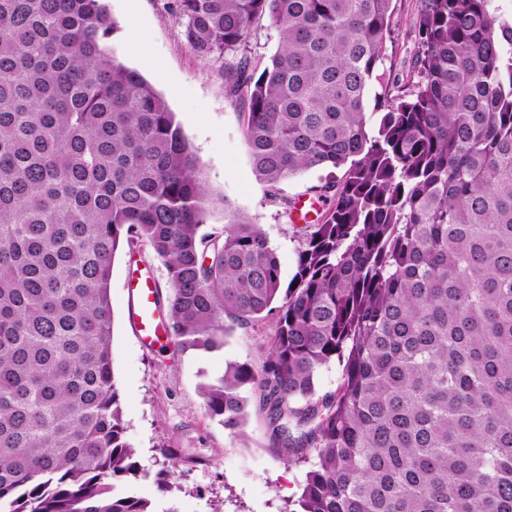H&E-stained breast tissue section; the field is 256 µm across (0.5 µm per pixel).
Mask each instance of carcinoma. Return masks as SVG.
I'll list each match as a JSON object with an SVG mask.
<instances>
[{"instance_id": "carcinoma-1", "label": "carcinoma", "mask_w": 512, "mask_h": 512, "mask_svg": "<svg viewBox=\"0 0 512 512\" xmlns=\"http://www.w3.org/2000/svg\"><path fill=\"white\" fill-rule=\"evenodd\" d=\"M391 2L168 0L199 59L278 30L269 65L224 69L270 202L343 170L293 226L286 281L258 225L200 233L197 159L108 48L106 0H0V512H156L114 493L143 477L112 368L122 247L164 264L182 352L272 318L262 365L202 396L231 433L258 396L275 451L307 465L282 512H512V23L494 0H421L401 84Z\"/></svg>"}]
</instances>
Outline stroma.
I'll list each match as a JSON object with an SVG mask.
<instances>
[{
  "instance_id": "1",
  "label": "stroma",
  "mask_w": 512,
  "mask_h": 512,
  "mask_svg": "<svg viewBox=\"0 0 512 512\" xmlns=\"http://www.w3.org/2000/svg\"><path fill=\"white\" fill-rule=\"evenodd\" d=\"M117 27L109 41L118 59L139 71L165 98L198 158V176L209 208L204 232L222 229L232 209L260 227L278 255L283 278H291L298 242L286 201L314 199L315 189L338 177L333 168L315 167L284 180L281 203H269L256 182L246 152L239 106L224 89L222 68L249 57L265 66L279 48L269 21L255 25L248 41L223 59L204 61L186 47L181 20L167 0H107ZM395 37L385 66L402 79L418 53L414 22L420 0H393ZM148 269L160 296H167L163 263L149 250L117 252L112 264L110 301L114 316L112 363L120 393L125 437L146 478L132 490L159 512H280L297 498L305 469L288 464L272 449L266 422L248 403L246 420L232 434L204 408L201 388L228 361L261 364L271 327L262 321L235 329L223 348L178 352L172 341L148 349L133 329V297L128 286L135 268ZM167 472L171 492L161 493L157 475Z\"/></svg>"
}]
</instances>
